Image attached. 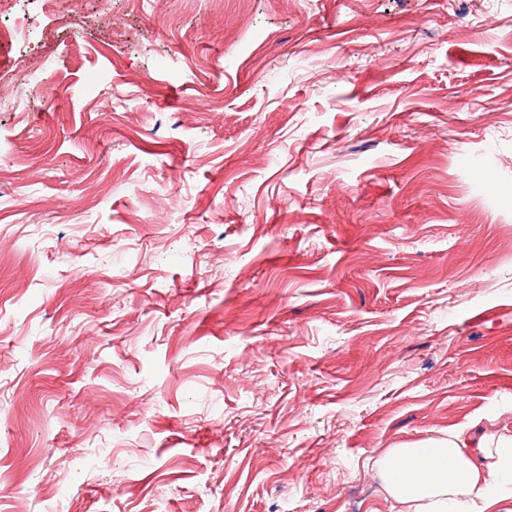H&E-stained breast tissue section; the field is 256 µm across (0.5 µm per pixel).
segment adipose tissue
Returning <instances> with one entry per match:
<instances>
[{
    "label": "adipose tissue",
    "instance_id": "adipose-tissue-1",
    "mask_svg": "<svg viewBox=\"0 0 512 512\" xmlns=\"http://www.w3.org/2000/svg\"><path fill=\"white\" fill-rule=\"evenodd\" d=\"M376 465L401 512H487L512 501V434L462 427L444 441L390 449Z\"/></svg>",
    "mask_w": 512,
    "mask_h": 512
}]
</instances>
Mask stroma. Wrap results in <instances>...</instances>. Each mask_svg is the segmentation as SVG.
I'll return each mask as SVG.
<instances>
[{
  "instance_id": "obj_1",
  "label": "stroma",
  "mask_w": 512,
  "mask_h": 512,
  "mask_svg": "<svg viewBox=\"0 0 512 512\" xmlns=\"http://www.w3.org/2000/svg\"><path fill=\"white\" fill-rule=\"evenodd\" d=\"M50 13L0 8V512H396L389 449L512 433V0Z\"/></svg>"
}]
</instances>
